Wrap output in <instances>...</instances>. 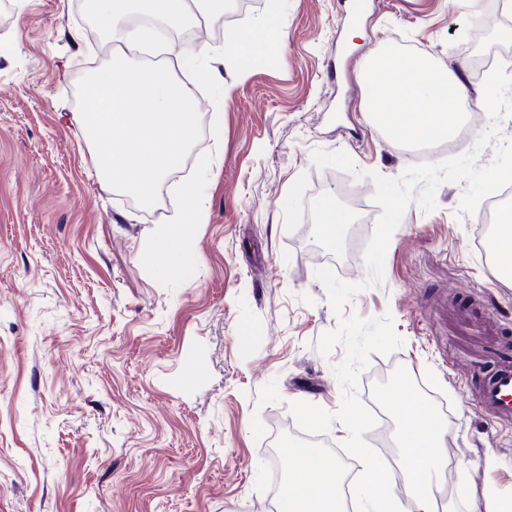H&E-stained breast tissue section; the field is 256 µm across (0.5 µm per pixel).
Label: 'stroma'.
I'll list each match as a JSON object with an SVG mask.
<instances>
[{
  "mask_svg": "<svg viewBox=\"0 0 512 512\" xmlns=\"http://www.w3.org/2000/svg\"><path fill=\"white\" fill-rule=\"evenodd\" d=\"M278 4L284 62L259 58L217 85L183 62L186 45L203 44L220 67L222 28L247 26L268 0L188 30L161 56L193 87L202 134L143 207L99 180L75 123L78 83L112 58V42L81 0H0V512H276L273 464L290 462L302 434L291 405L339 410L333 368L345 347L324 355L316 344L353 315L390 317L402 340L358 375L361 403L383 419L366 443L395 465V420L364 389L405 368L448 424L438 506L512 501V432L477 402L492 367L470 366L468 340L434 309L442 294L449 311L492 320L484 351L512 342V281L485 247L512 194L463 214L465 183H445L434 211L410 204L382 282L342 311L315 276L328 267L367 279L381 209L371 179L318 168L313 150L344 151L386 177L448 155L373 122L361 70L393 48L460 74L459 129L475 145L490 123L475 58L512 54L474 21L494 2L371 0L356 17L347 0ZM193 180L205 220L189 227L194 262L182 279L142 253ZM337 194L356 204L358 225L341 246L313 249L319 204Z\"/></svg>",
  "mask_w": 512,
  "mask_h": 512,
  "instance_id": "35a3bbf8",
  "label": "stroma"
}]
</instances>
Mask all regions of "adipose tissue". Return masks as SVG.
<instances>
[{
    "mask_svg": "<svg viewBox=\"0 0 512 512\" xmlns=\"http://www.w3.org/2000/svg\"><path fill=\"white\" fill-rule=\"evenodd\" d=\"M286 38L283 25L274 12H267L244 29L224 32V63L237 73H245L247 63L279 49ZM369 89L368 108L388 135L399 142L420 145L447 140L461 121L459 104L464 85L454 72H441L432 59L384 52L376 56L362 73ZM425 104L415 112L416 104ZM197 182L182 188L184 207L180 221L155 233L143 251L146 263L166 267L176 276L185 275L192 256L186 247V227L202 223L198 210ZM293 465L281 490V512H340L334 476V460L303 444L291 450ZM322 470L323 479H313L314 470Z\"/></svg>",
    "mask_w": 512,
    "mask_h": 512,
    "instance_id": "1",
    "label": "adipose tissue"
}]
</instances>
